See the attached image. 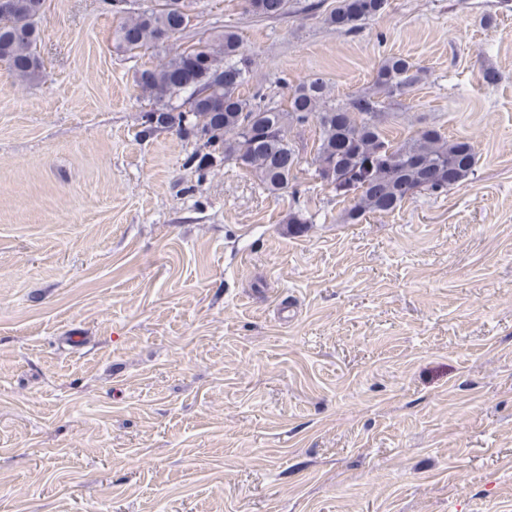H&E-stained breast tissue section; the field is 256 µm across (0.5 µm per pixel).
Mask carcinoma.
I'll list each match as a JSON object with an SVG mask.
<instances>
[{"label":"carcinoma","mask_w":512,"mask_h":512,"mask_svg":"<svg viewBox=\"0 0 512 512\" xmlns=\"http://www.w3.org/2000/svg\"><path fill=\"white\" fill-rule=\"evenodd\" d=\"M29 11L0 16V62L15 77L36 80L43 66L38 52L44 0H28ZM387 0H336L324 22L354 33L381 14ZM248 13L277 18L288 13V0H244ZM190 23L184 0H164L158 9L125 18L116 31L118 47L126 52L156 47L182 33ZM254 59L241 47L238 34L226 27L216 40L183 49L166 63L141 72L137 84L155 107L142 115V133L159 128L193 138L200 148L186 164L204 171L214 164H233L253 174L271 194L288 189L300 166V149L290 138L294 127L310 123L319 128L313 164L315 173L336 195L354 204L343 220L354 224L368 213L392 212L420 186L440 194V183L453 168L454 183L474 174L476 150L468 138L448 139L434 124L394 142L384 124L390 113L385 102L397 98L423 79V70L409 59L390 56L377 69L370 92L343 101L332 97L320 77L303 81L289 94L288 108L255 92L245 95Z\"/></svg>","instance_id":"obj_1"}]
</instances>
